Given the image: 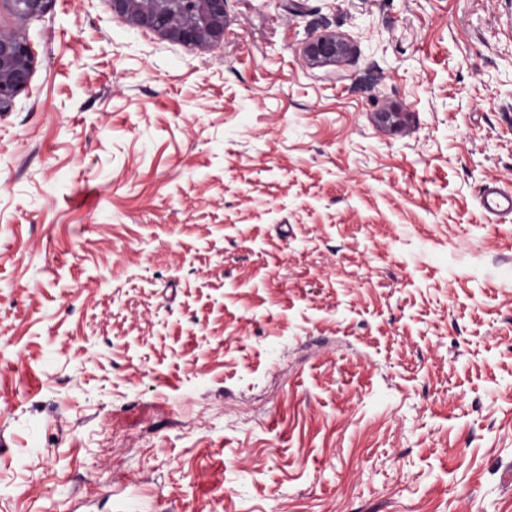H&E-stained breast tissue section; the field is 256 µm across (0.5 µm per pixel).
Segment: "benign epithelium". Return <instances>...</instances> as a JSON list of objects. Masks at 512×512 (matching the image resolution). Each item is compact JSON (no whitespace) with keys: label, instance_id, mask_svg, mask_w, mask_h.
Listing matches in <instances>:
<instances>
[{"label":"benign epithelium","instance_id":"benign-epithelium-1","mask_svg":"<svg viewBox=\"0 0 512 512\" xmlns=\"http://www.w3.org/2000/svg\"><path fill=\"white\" fill-rule=\"evenodd\" d=\"M52 0H10L20 17L44 13ZM112 12L131 25L188 46H215L224 40L227 0H192L193 8L180 7L181 0H110ZM353 51L348 38L325 32L311 38L303 48L312 66L341 64ZM34 55L24 37L0 29V112H7L14 98L26 90L33 71ZM399 112L375 114V124L387 131L403 125Z\"/></svg>","mask_w":512,"mask_h":512}]
</instances>
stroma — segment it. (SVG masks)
Here are the masks:
<instances>
[{"label": "stroma", "mask_w": 512, "mask_h": 512, "mask_svg": "<svg viewBox=\"0 0 512 512\" xmlns=\"http://www.w3.org/2000/svg\"><path fill=\"white\" fill-rule=\"evenodd\" d=\"M0 28V512H512V0ZM33 60L24 37L0 28V112L9 111L14 98L28 88ZM353 51L348 38L336 32H325L311 38L303 48L307 62L312 66L341 64ZM483 203L485 209L492 214H512V192L488 186L483 191Z\"/></svg>", "instance_id": "1"}]
</instances>
